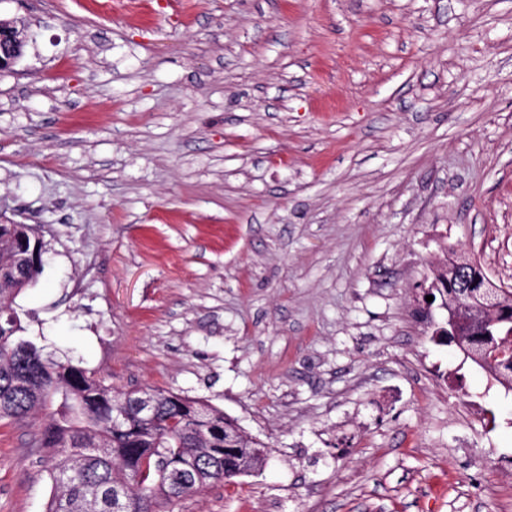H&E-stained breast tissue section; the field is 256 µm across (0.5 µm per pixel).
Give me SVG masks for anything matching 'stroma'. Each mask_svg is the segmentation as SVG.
I'll list each match as a JSON object with an SVG mask.
<instances>
[{
	"label": "stroma",
	"instance_id": "obj_1",
	"mask_svg": "<svg viewBox=\"0 0 512 512\" xmlns=\"http://www.w3.org/2000/svg\"><path fill=\"white\" fill-rule=\"evenodd\" d=\"M16 303L114 391L271 447L173 512H512V389L438 338L448 253L512 287V0H0ZM0 421V512H45ZM27 39L13 23L0 20V70L12 67L23 55ZM4 224H9L10 228L17 227L22 229V235L19 238L12 236V239H1V230H0V251L3 247H8L13 252H24L27 245V240L30 237L35 240V248L32 250L31 254L27 257L22 256L20 261L22 263L21 268H26V264H30L32 266L40 265V255L42 254V262L45 263V255L48 253V249L46 246V241L44 240V236L36 225L24 224L22 222L16 221L11 218H7L5 213L0 212V226L2 227ZM39 245V248L36 249V245Z\"/></svg>",
	"mask_w": 512,
	"mask_h": 512
}]
</instances>
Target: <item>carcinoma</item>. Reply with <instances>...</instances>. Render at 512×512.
Masks as SVG:
<instances>
[{"instance_id": "cac0c4a2", "label": "carcinoma", "mask_w": 512, "mask_h": 512, "mask_svg": "<svg viewBox=\"0 0 512 512\" xmlns=\"http://www.w3.org/2000/svg\"><path fill=\"white\" fill-rule=\"evenodd\" d=\"M43 269L22 272L19 288H0V419L41 417L35 445L49 458L52 495L46 512H113L110 491L126 490L125 512H173L182 499L214 482H230L239 466L259 470L255 454L267 444L248 435L239 454L224 450V433L237 422L203 401L158 387L155 416L142 421L125 410V393L112 391L73 358L43 353L41 337L25 335L15 299ZM441 303H458L456 278L444 265L431 270ZM480 368L512 388V362Z\"/></svg>"}]
</instances>
